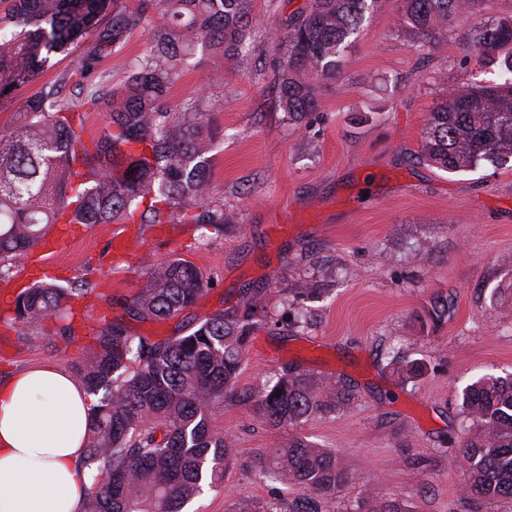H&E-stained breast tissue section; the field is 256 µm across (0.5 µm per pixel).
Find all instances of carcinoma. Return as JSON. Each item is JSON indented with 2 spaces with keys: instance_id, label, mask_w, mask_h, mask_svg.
<instances>
[{
  "instance_id": "1",
  "label": "carcinoma",
  "mask_w": 512,
  "mask_h": 512,
  "mask_svg": "<svg viewBox=\"0 0 512 512\" xmlns=\"http://www.w3.org/2000/svg\"><path fill=\"white\" fill-rule=\"evenodd\" d=\"M380 0H311L274 35L281 108L297 127L318 107L319 82L334 79L366 13ZM480 0H403L404 22L426 35L466 21ZM110 15L100 24L101 17ZM148 18L152 38L129 68L125 84L97 81L100 60L112 56ZM252 0H0V97L67 53L95 31L91 50L74 58L26 104L22 118L0 129V261L28 256L58 224H197L216 236L234 223L211 201L214 134L206 94L178 105L169 91L198 47L218 51L248 69ZM471 50L503 81L454 90L429 113L421 157L449 173L512 161V18L472 24ZM84 95L60 97L70 75ZM105 106L104 133L81 142L84 107ZM143 285L126 298L143 320L174 317L209 287L194 263L175 257L142 266ZM93 285L37 283L7 301L10 326L30 336L48 318L77 341L74 304ZM266 297L256 293L242 312L217 311L183 336L162 342L134 338L110 321L96 329L76 367L92 394L81 466L90 475L83 512H183L205 489L223 487L235 449L214 428L215 411L236 388L246 342L262 325ZM354 400L341 382L315 380L284 367L256 400L261 422L278 428ZM462 408L477 422L463 440L470 477L463 493L488 502L512 500V374L481 377L462 392ZM265 478L291 480L301 493L289 502L244 503L235 512H325L352 481L336 453L301 437L258 458ZM346 512H403L395 499L365 496Z\"/></svg>"
}]
</instances>
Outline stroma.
<instances>
[{"mask_svg": "<svg viewBox=\"0 0 512 512\" xmlns=\"http://www.w3.org/2000/svg\"><path fill=\"white\" fill-rule=\"evenodd\" d=\"M308 3L253 0L252 72L200 51L170 91L179 104L209 87L212 124L222 133L210 161L212 200L235 223L220 237L194 224L57 225L49 247L38 251L45 267L20 260L0 273L13 293L37 280L95 283L81 303L82 335L66 342L50 319L22 340L0 322V384L34 366L73 370L101 318L161 341L193 320L243 309L263 291L273 323L251 335L236 394L217 418L236 460L221 489L193 502L194 512L294 499L295 483L262 479L254 462L296 435L336 452L353 477L330 512H344L368 492L396 499L403 512H512L510 500L465 498L469 473L459 459L473 425L461 408L463 388L486 374L512 373V167L451 174L420 155L436 103L460 84L489 85L500 75L471 55L467 24L424 40L403 25L402 0H379L341 73L321 84L317 112L295 128L279 106L270 34ZM150 39V24L141 23L100 62L105 86L122 87ZM69 63L53 56L50 68L0 100V128L14 124L25 100ZM116 232L139 239L152 262H193L208 290L170 319L128 315L120 301L141 287V263L136 254H114ZM305 282L311 293L297 294ZM109 296L115 304H106ZM439 297L454 310L433 323L427 312ZM396 355L421 362V375L404 378L391 365ZM291 364L346 381L353 405L297 426L261 423L254 400Z\"/></svg>", "mask_w": 512, "mask_h": 512, "instance_id": "stroma-1", "label": "stroma"}]
</instances>
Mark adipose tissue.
Returning <instances> with one entry per match:
<instances>
[{
  "mask_svg": "<svg viewBox=\"0 0 512 512\" xmlns=\"http://www.w3.org/2000/svg\"><path fill=\"white\" fill-rule=\"evenodd\" d=\"M88 409L83 385L54 365L0 384V512H82Z\"/></svg>",
  "mask_w": 512,
  "mask_h": 512,
  "instance_id": "1",
  "label": "adipose tissue"
}]
</instances>
